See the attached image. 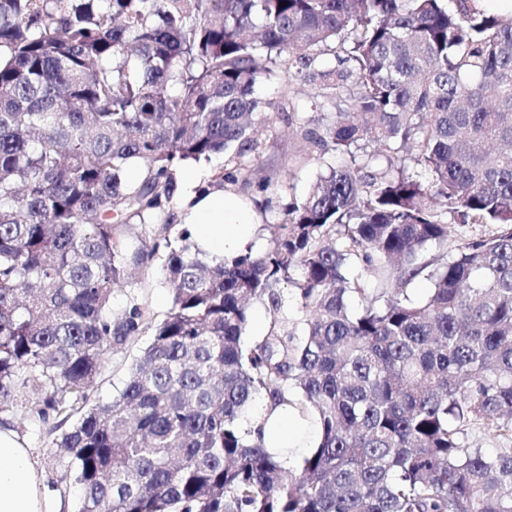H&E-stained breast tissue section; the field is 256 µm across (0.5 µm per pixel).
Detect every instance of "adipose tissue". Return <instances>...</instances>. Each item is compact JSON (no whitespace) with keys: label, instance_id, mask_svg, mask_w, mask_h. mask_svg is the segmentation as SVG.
Wrapping results in <instances>:
<instances>
[{"label":"adipose tissue","instance_id":"adipose-tissue-1","mask_svg":"<svg viewBox=\"0 0 512 512\" xmlns=\"http://www.w3.org/2000/svg\"><path fill=\"white\" fill-rule=\"evenodd\" d=\"M197 170H184L173 207L176 223L187 225L198 246L223 259L241 248L255 214L250 202L222 190L200 192ZM262 439L270 449L283 448L282 461L292 466L314 447L317 429L294 410L283 408L264 424ZM0 512H63L62 501L44 485L30 448L9 425H0Z\"/></svg>","mask_w":512,"mask_h":512}]
</instances>
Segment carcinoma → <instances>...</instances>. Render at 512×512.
<instances>
[{
	"label": "carcinoma",
	"mask_w": 512,
	"mask_h": 512,
	"mask_svg": "<svg viewBox=\"0 0 512 512\" xmlns=\"http://www.w3.org/2000/svg\"><path fill=\"white\" fill-rule=\"evenodd\" d=\"M274 68L321 118L287 89L255 96ZM274 115L302 156L337 158L302 196L250 180L252 124ZM220 151L203 190L247 184L281 220L264 252L216 262L169 233L178 170ZM157 262L161 320L136 292ZM258 302L269 325L247 343ZM142 337L118 395L87 405ZM31 394L54 431L80 413L50 452L76 512H512V15L0 0V414ZM288 406L318 428L298 474L252 438ZM290 85L294 91V98L302 112H307L306 118L316 115V112H322L312 104V90L308 85L298 81H289L288 75L283 71H276L270 76L264 77L256 86V96L271 100L278 96V93Z\"/></svg>",
	"instance_id": "cac0c4a2"
}]
</instances>
